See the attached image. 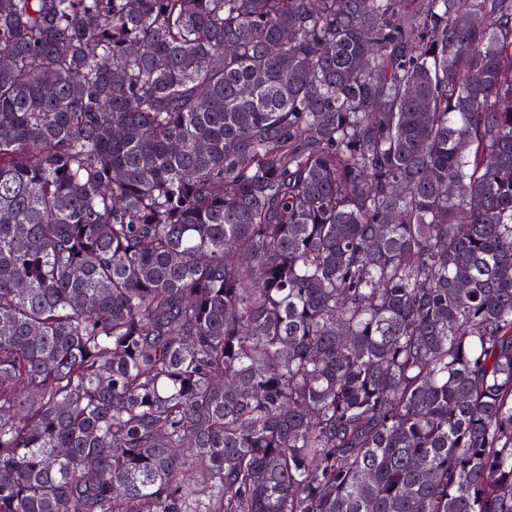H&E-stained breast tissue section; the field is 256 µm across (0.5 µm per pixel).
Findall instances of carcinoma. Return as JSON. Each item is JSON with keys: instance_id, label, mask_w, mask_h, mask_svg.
Segmentation results:
<instances>
[{"instance_id": "obj_1", "label": "carcinoma", "mask_w": 512, "mask_h": 512, "mask_svg": "<svg viewBox=\"0 0 512 512\" xmlns=\"http://www.w3.org/2000/svg\"><path fill=\"white\" fill-rule=\"evenodd\" d=\"M0 512H512V0H0Z\"/></svg>"}]
</instances>
